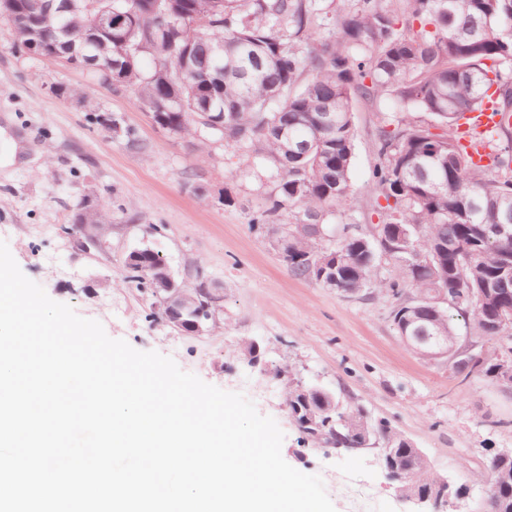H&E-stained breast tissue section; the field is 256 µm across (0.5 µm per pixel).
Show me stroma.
Returning <instances> with one entry per match:
<instances>
[{"label":"stroma","mask_w":512,"mask_h":512,"mask_svg":"<svg viewBox=\"0 0 512 512\" xmlns=\"http://www.w3.org/2000/svg\"><path fill=\"white\" fill-rule=\"evenodd\" d=\"M83 93L53 95L51 85ZM0 113L24 142L0 156V241L21 271L50 298L99 321L106 334L140 351L171 357L184 371L251 400L284 433L282 456L321 477L336 512H412L387 476L379 448L317 447L289 416L276 369L305 386L361 405L412 442L432 470L466 485L460 512H478L491 457L512 448V390L463 382L444 361L408 353L391 318L392 297L346 294L295 279L249 217L264 188L232 147L207 149L157 128L130 91L60 61L29 56L0 18ZM119 117L135 144L111 138L96 115ZM382 116L353 103V207L343 222L370 233L379 221L373 168ZM204 186L197 195L195 186ZM112 214L105 250L87 254L63 231L83 194ZM235 206H225L224 195ZM148 246L186 286L200 269L224 294V324L192 336L152 318L153 299L124 283L128 254ZM258 345L256 363L238 353Z\"/></svg>","instance_id":"35a3bbf8"}]
</instances>
